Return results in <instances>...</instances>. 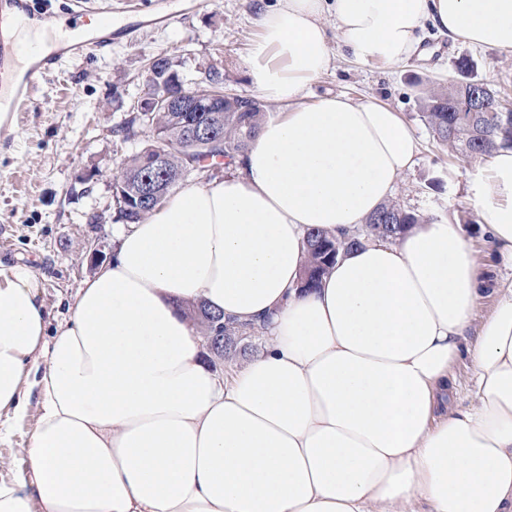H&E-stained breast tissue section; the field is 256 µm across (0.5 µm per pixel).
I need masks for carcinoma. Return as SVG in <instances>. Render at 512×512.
I'll return each instance as SVG.
<instances>
[{
    "mask_svg": "<svg viewBox=\"0 0 512 512\" xmlns=\"http://www.w3.org/2000/svg\"><path fill=\"white\" fill-rule=\"evenodd\" d=\"M461 79L448 86H430L420 90L419 107L421 119L433 130L437 138L452 152L461 151L471 156H490L499 148H512V108L507 100L469 75V62H457ZM487 103L484 112L462 111L465 98L476 90ZM223 123L221 134L224 148L221 152H198L187 158L184 156V134L189 120L209 122L214 120L211 112H152L143 115L131 113L122 128L123 140H132L142 134L141 125L149 127L141 149L128 156L121 163L120 170L113 177L112 196L118 218L126 224H136L145 219L160 204L139 212L131 201L137 180L147 173L144 157L153 148L160 147L167 152L166 167L175 172L186 166H196L193 175L206 181L214 178L224 166L234 163L244 156L254 138L259 125L266 118L268 106L261 100L244 95H234L220 104ZM429 218L398 208L393 203L381 206L372 215L365 230L350 237L338 240L325 230H313L307 234V257L302 273L309 274L308 287H317L336 261L335 245L341 242L342 250L357 248L370 237L393 240L414 224H424ZM185 314L193 320L201 332L212 335L215 328L224 333V343L217 353L232 358L244 351L241 343L264 330L256 324H239L224 319V315L214 312L202 303H192L185 308Z\"/></svg>",
    "mask_w": 512,
    "mask_h": 512,
    "instance_id": "carcinoma-1",
    "label": "carcinoma"
}]
</instances>
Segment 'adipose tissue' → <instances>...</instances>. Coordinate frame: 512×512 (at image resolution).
<instances>
[{
    "label": "adipose tissue",
    "mask_w": 512,
    "mask_h": 512,
    "mask_svg": "<svg viewBox=\"0 0 512 512\" xmlns=\"http://www.w3.org/2000/svg\"><path fill=\"white\" fill-rule=\"evenodd\" d=\"M256 23L249 73L279 110L242 162L115 225L114 258L55 330L32 269L0 264V444L41 406L0 512H512V278L489 280L461 225L434 218L300 286L308 232L362 228L419 153L387 105L304 101L331 37L388 68L423 57L429 27L512 52V0H277ZM474 203L512 267V148ZM198 301L267 320L262 351L220 373L185 315ZM457 379L455 402L461 408L468 407L473 401L472 374L467 360H460L454 370Z\"/></svg>",
    "instance_id": "obj_1"
}]
</instances>
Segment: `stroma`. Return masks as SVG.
Segmentation results:
<instances>
[{
    "instance_id": "stroma-1",
    "label": "stroma",
    "mask_w": 512,
    "mask_h": 512,
    "mask_svg": "<svg viewBox=\"0 0 512 512\" xmlns=\"http://www.w3.org/2000/svg\"><path fill=\"white\" fill-rule=\"evenodd\" d=\"M257 0H87L79 22L112 10V46L71 59L40 81L29 110L18 113L12 133L0 132V262L32 267L48 322L70 314L82 282L111 260L118 214L112 180L140 140H124L121 127L144 92L151 61L168 57L188 80L208 67L224 73L226 92L253 95L247 56L256 40ZM429 54L386 69L362 65L334 51L331 67L308 89L311 97L345 93L396 109L420 142V159L399 181L391 200L405 210L462 224L474 257L489 278L503 273L482 238L483 216L472 184L487 165L481 156L448 151L421 120L423 84L447 85L455 64L469 59L472 74L512 98V53L431 38ZM41 413L30 399L10 443L0 445V477L21 476L23 450Z\"/></svg>"
}]
</instances>
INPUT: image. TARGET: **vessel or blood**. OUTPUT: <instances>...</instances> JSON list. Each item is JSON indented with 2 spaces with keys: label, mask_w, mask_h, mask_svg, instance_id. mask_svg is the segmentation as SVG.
<instances>
[{
  "label": "vessel or blood",
  "mask_w": 512,
  "mask_h": 512,
  "mask_svg": "<svg viewBox=\"0 0 512 512\" xmlns=\"http://www.w3.org/2000/svg\"><path fill=\"white\" fill-rule=\"evenodd\" d=\"M45 31L42 44L20 41L16 21ZM112 46V18L97 20L92 32L74 33L58 24L54 12L36 9L33 0H0V128L13 127L17 113L27 111L39 82L65 58L91 56Z\"/></svg>",
  "instance_id": "b4317fda"
}]
</instances>
